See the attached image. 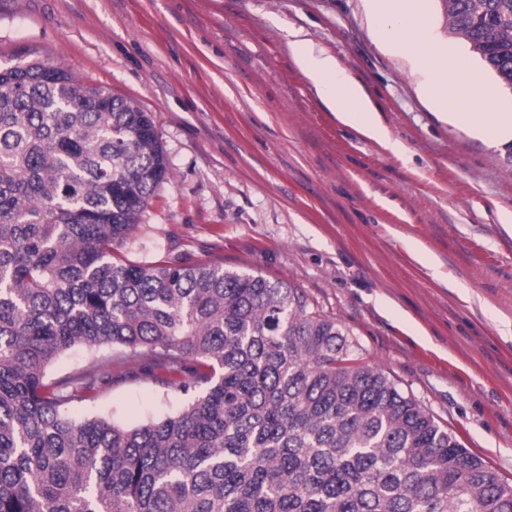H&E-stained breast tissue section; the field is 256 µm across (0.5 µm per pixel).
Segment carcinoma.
<instances>
[{
  "label": "carcinoma",
  "mask_w": 512,
  "mask_h": 512,
  "mask_svg": "<svg viewBox=\"0 0 512 512\" xmlns=\"http://www.w3.org/2000/svg\"><path fill=\"white\" fill-rule=\"evenodd\" d=\"M512 85V0H444ZM151 113L64 67H0V512H512V484L291 284L118 249L167 175ZM98 355L49 376L65 350ZM198 391L125 428L128 377Z\"/></svg>",
  "instance_id": "carcinoma-1"
}]
</instances>
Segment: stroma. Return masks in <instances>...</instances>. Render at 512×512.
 <instances>
[{
    "mask_svg": "<svg viewBox=\"0 0 512 512\" xmlns=\"http://www.w3.org/2000/svg\"><path fill=\"white\" fill-rule=\"evenodd\" d=\"M294 30L371 95L401 153L328 110ZM27 53L152 114L167 178L125 256L291 283L512 482V150L435 116L368 0H0V66ZM186 402L129 378L75 414L135 427Z\"/></svg>",
    "mask_w": 512,
    "mask_h": 512,
    "instance_id": "1",
    "label": "stroma"
}]
</instances>
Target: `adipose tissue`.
Wrapping results in <instances>:
<instances>
[{
    "instance_id": "adipose-tissue-1",
    "label": "adipose tissue",
    "mask_w": 512,
    "mask_h": 512,
    "mask_svg": "<svg viewBox=\"0 0 512 512\" xmlns=\"http://www.w3.org/2000/svg\"><path fill=\"white\" fill-rule=\"evenodd\" d=\"M376 32L423 74V89L440 120H453L465 133L492 146L512 142V105L504 104L495 84L477 76L468 60L437 40L429 24V0H371ZM292 53L330 112L343 125L398 149L380 111L366 91L341 70L335 59L313 57L308 43L294 37Z\"/></svg>"
}]
</instances>
